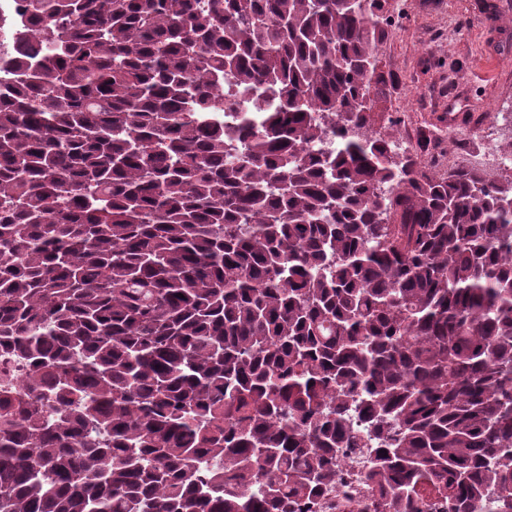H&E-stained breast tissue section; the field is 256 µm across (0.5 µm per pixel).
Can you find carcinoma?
Here are the masks:
<instances>
[{
	"label": "carcinoma",
	"instance_id": "obj_1",
	"mask_svg": "<svg viewBox=\"0 0 512 512\" xmlns=\"http://www.w3.org/2000/svg\"><path fill=\"white\" fill-rule=\"evenodd\" d=\"M382 0H25L0 91V512H512V179L363 132ZM25 373L23 365L0 357V387L8 385L18 390L22 387ZM371 462L370 448H346L336 485L303 510L308 512H377L379 492L365 480Z\"/></svg>",
	"mask_w": 512,
	"mask_h": 512
}]
</instances>
